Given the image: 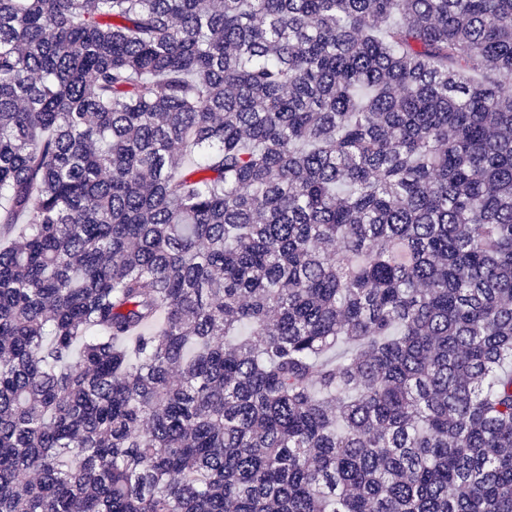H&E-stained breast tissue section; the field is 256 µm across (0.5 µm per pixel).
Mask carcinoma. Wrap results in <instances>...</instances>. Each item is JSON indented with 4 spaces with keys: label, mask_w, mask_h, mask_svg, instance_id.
Wrapping results in <instances>:
<instances>
[{
    "label": "carcinoma",
    "mask_w": 512,
    "mask_h": 512,
    "mask_svg": "<svg viewBox=\"0 0 512 512\" xmlns=\"http://www.w3.org/2000/svg\"><path fill=\"white\" fill-rule=\"evenodd\" d=\"M506 81L512 0H0V512H512Z\"/></svg>",
    "instance_id": "cac0c4a2"
}]
</instances>
